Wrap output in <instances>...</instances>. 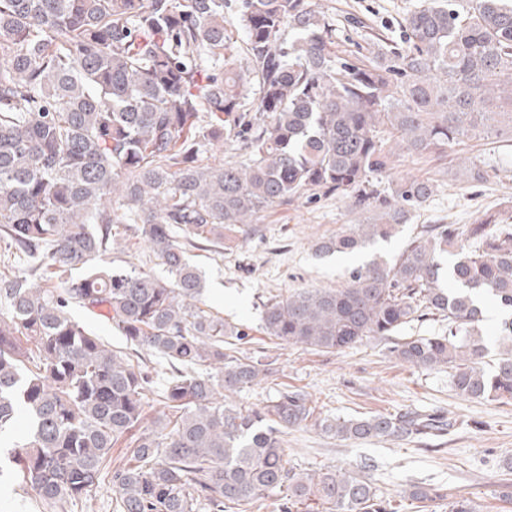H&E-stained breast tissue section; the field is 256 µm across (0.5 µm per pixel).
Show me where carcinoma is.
<instances>
[{
	"label": "carcinoma",
	"instance_id": "obj_1",
	"mask_svg": "<svg viewBox=\"0 0 512 512\" xmlns=\"http://www.w3.org/2000/svg\"><path fill=\"white\" fill-rule=\"evenodd\" d=\"M226 6L0 0V237L28 265L0 271V434L21 419L28 429L0 477L35 491L43 512H73L102 478L113 512H261L274 495L279 512H394L362 470L288 465L283 434L311 421L365 442L451 426L416 411L317 417L300 389L238 406L233 395L270 363L234 355L250 328L202 308L187 247L249 235L254 216L305 193L378 211L316 242V256L391 238L433 186L378 189L394 156L381 128L418 154L501 132L500 117H512V0H424L404 19L405 46L359 63L336 59L335 30L306 0H240L239 55ZM215 144L234 159L203 162ZM465 170L475 182L496 176L474 162ZM120 224L167 276L110 265ZM483 295L509 312L492 339ZM75 306L111 322L130 352L76 322ZM428 315L448 332L392 341ZM261 330L278 346L328 353L389 341L401 362L448 367L460 397L512 401V223L425 225L397 258L352 268L339 288L271 297ZM144 349L169 366L149 426L157 371L133 358ZM402 497L479 512L431 485Z\"/></svg>",
	"mask_w": 512,
	"mask_h": 512
}]
</instances>
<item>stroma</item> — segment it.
<instances>
[{
  "instance_id": "stroma-1",
  "label": "stroma",
  "mask_w": 512,
  "mask_h": 512,
  "mask_svg": "<svg viewBox=\"0 0 512 512\" xmlns=\"http://www.w3.org/2000/svg\"><path fill=\"white\" fill-rule=\"evenodd\" d=\"M336 29L337 57L364 60L377 39H400L402 19L422 0H310ZM492 166L489 182H468L462 163ZM401 178L426 180L434 192L386 242L363 253L316 257L314 243L336 235L351 224L373 222L375 213L354 209L349 197L328 195L299 198L257 214L258 233L252 237L225 234L224 248H189L206 292L203 301L225 319L246 324L253 332L240 353L262 355L274 372L262 384L235 395L249 407L277 390H304L318 415L358 417L416 410L453 425L441 435L411 442L397 440L354 443L321 434L307 425L284 436L291 466L365 470L380 494L398 512H419L417 502L404 498L414 483L440 486L477 501L481 512H512L500 499L503 484L512 485V401H479L451 390L447 369H420L389 355L385 343L370 341L339 353L301 347L283 348L259 329L260 305L267 297L299 288H337L348 271L376 256L396 257L426 224H470L487 213L512 215V136L464 140L447 156L398 152L383 187Z\"/></svg>"
}]
</instances>
